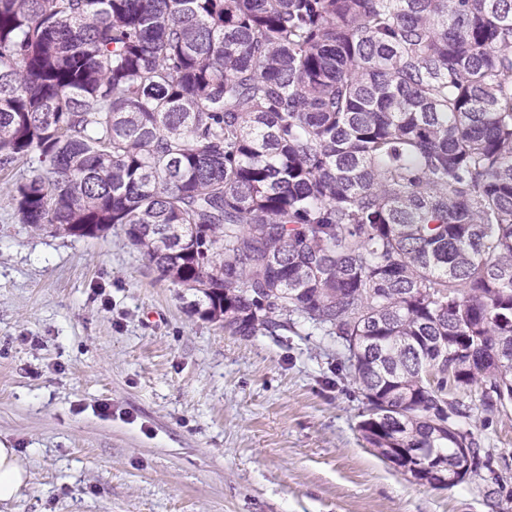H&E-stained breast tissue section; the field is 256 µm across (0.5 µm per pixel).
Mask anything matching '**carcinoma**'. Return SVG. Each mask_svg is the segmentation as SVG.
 <instances>
[{"mask_svg": "<svg viewBox=\"0 0 512 512\" xmlns=\"http://www.w3.org/2000/svg\"><path fill=\"white\" fill-rule=\"evenodd\" d=\"M21 223L234 336L336 339L382 459L512 408V0H0Z\"/></svg>", "mask_w": 512, "mask_h": 512, "instance_id": "carcinoma-1", "label": "carcinoma"}]
</instances>
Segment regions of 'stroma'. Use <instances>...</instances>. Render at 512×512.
I'll use <instances>...</instances> for the list:
<instances>
[{
  "label": "stroma",
  "mask_w": 512,
  "mask_h": 512,
  "mask_svg": "<svg viewBox=\"0 0 512 512\" xmlns=\"http://www.w3.org/2000/svg\"><path fill=\"white\" fill-rule=\"evenodd\" d=\"M123 234L25 228L0 192V442L31 480L0 512H512V420L489 469L413 481L358 430L333 338L233 336Z\"/></svg>",
  "instance_id": "obj_1"
}]
</instances>
